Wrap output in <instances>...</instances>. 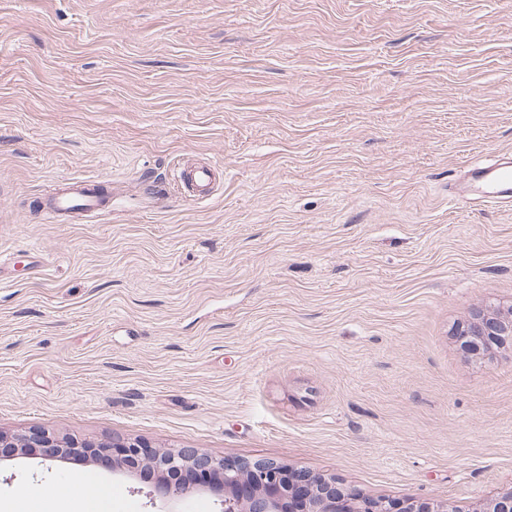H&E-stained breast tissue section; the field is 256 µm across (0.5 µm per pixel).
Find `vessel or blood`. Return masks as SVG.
<instances>
[{"label": "vessel or blood", "instance_id": "1", "mask_svg": "<svg viewBox=\"0 0 512 512\" xmlns=\"http://www.w3.org/2000/svg\"><path fill=\"white\" fill-rule=\"evenodd\" d=\"M224 169L217 164L181 169L179 179L186 189L185 198L197 202L210 197ZM477 197L490 204H512V156L486 166L467 167L462 186L452 194L454 200ZM102 204L92 179H76L59 186L46 200L47 212L58 217L98 211Z\"/></svg>", "mask_w": 512, "mask_h": 512}]
</instances>
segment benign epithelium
I'll use <instances>...</instances> for the list:
<instances>
[{
	"instance_id": "benign-epithelium-1",
	"label": "benign epithelium",
	"mask_w": 512,
	"mask_h": 512,
	"mask_svg": "<svg viewBox=\"0 0 512 512\" xmlns=\"http://www.w3.org/2000/svg\"><path fill=\"white\" fill-rule=\"evenodd\" d=\"M461 349L476 357L494 345L512 340V306L493 309L477 305L453 332ZM1 448L40 449L48 459L80 450L95 459L108 458L112 467L148 468L157 475V491L185 498L201 487L224 488L223 512H445L447 506L430 501L367 497L354 489L319 477L303 468L275 460L217 459L196 448L153 452L138 440H77L46 430L20 436L0 433ZM479 512H512V488L497 492Z\"/></svg>"
}]
</instances>
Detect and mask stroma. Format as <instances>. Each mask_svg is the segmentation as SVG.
<instances>
[{"instance_id": "35a3bbf8", "label": "stroma", "mask_w": 512, "mask_h": 512, "mask_svg": "<svg viewBox=\"0 0 512 512\" xmlns=\"http://www.w3.org/2000/svg\"><path fill=\"white\" fill-rule=\"evenodd\" d=\"M512 154L496 0H0V432L273 459L474 512L512 487V209L452 202ZM189 158L222 164L187 202ZM69 178L110 197L80 220ZM110 464L0 458V506ZM102 199L96 193L95 181L76 179L59 186L45 202V209L58 217L98 211ZM453 335L467 354L478 358L489 355L492 345L512 340V306L507 309L474 306L465 322L455 327Z\"/></svg>"}]
</instances>
